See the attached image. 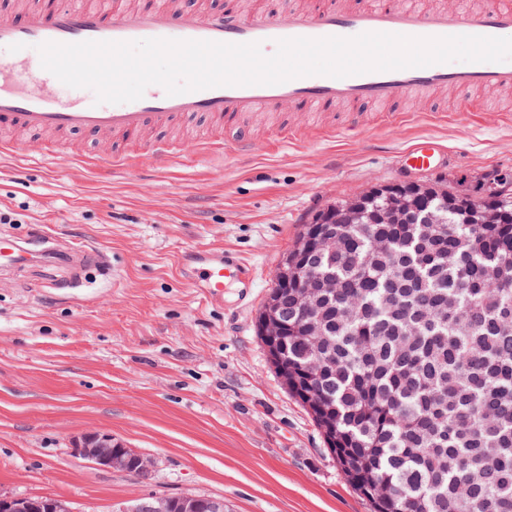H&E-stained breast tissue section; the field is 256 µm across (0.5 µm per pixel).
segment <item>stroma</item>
I'll return each mask as SVG.
<instances>
[{
  "instance_id": "1",
  "label": "stroma",
  "mask_w": 512,
  "mask_h": 512,
  "mask_svg": "<svg viewBox=\"0 0 512 512\" xmlns=\"http://www.w3.org/2000/svg\"><path fill=\"white\" fill-rule=\"evenodd\" d=\"M481 122L371 127L340 122L331 141L276 145L306 122L293 106L258 123L250 158L195 155L201 117L174 130L187 151L169 163L148 148L127 165L92 166L112 144L74 133L43 162L27 145L0 153V208L19 223L107 255L70 296L56 260L0 272V493L47 496L72 512H111L144 496L223 498L224 512H371L340 473L306 407L291 396L257 317L303 224L373 186L418 180L476 196L485 175L512 170V91L469 95ZM431 137L435 166L405 151ZM229 247L256 267L243 289L206 295L180 267L191 249ZM103 431L155 464L153 479L101 468L74 440Z\"/></svg>"
}]
</instances>
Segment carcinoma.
Listing matches in <instances>:
<instances>
[{"label": "carcinoma", "instance_id": "carcinoma-1", "mask_svg": "<svg viewBox=\"0 0 512 512\" xmlns=\"http://www.w3.org/2000/svg\"><path fill=\"white\" fill-rule=\"evenodd\" d=\"M391 194L441 223H375ZM344 205L319 212L342 243L307 271L341 284L313 293L317 324L297 281L273 289L288 392L334 429L327 450L353 465L342 478L373 512H512V199L380 185L361 196L359 224L342 223ZM486 212L495 220L479 223ZM372 482L388 501L373 500Z\"/></svg>", "mask_w": 512, "mask_h": 512}]
</instances>
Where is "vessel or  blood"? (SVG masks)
Returning <instances> with one entry per match:
<instances>
[{"label": "vessel or blood", "mask_w": 512, "mask_h": 512, "mask_svg": "<svg viewBox=\"0 0 512 512\" xmlns=\"http://www.w3.org/2000/svg\"><path fill=\"white\" fill-rule=\"evenodd\" d=\"M390 33L412 37L485 36L512 38V6L492 5L464 16L457 8L419 11L400 0H385L376 9L316 7L276 10L248 16L239 11L204 12L181 0H164L159 7L139 10L127 0L110 8L78 7L71 0H43L7 22H0V128L38 135L33 157H56L62 136L80 132L96 139H111L120 147L95 164L125 165L134 143L146 142L161 159H183L181 143L160 138L159 132L186 116H202L219 123L235 122L255 111L273 112L284 104L298 109L337 104H388L411 94L452 88H512V59L501 62H448L423 68L376 71L342 78L298 77L277 85L222 86L180 95H167L159 85L148 86L133 102L96 103L83 89L70 99L56 95L59 80L41 66L37 47L46 42L135 41L174 39L224 43H256L261 50L275 48L278 40L354 37L362 33ZM203 150L247 156L253 149L248 132L230 141L203 143ZM434 140L418 141L406 154L409 164L428 166L437 151ZM64 254L72 271L69 284L78 283L98 256L80 249L59 251L52 237L38 245L29 240L0 236V271L9 272L43 257ZM207 295L221 292L225 282L252 286L254 270L229 249H193L183 258Z\"/></svg>", "instance_id": "vessel-or-blood-1"}]
</instances>
